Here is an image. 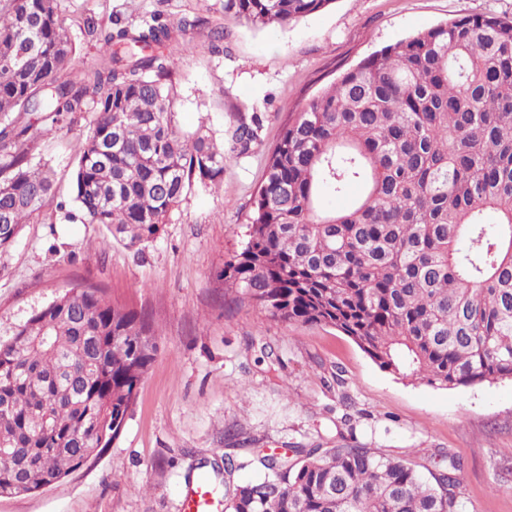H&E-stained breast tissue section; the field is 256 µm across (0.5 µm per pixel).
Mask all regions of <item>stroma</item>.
Segmentation results:
<instances>
[{
	"instance_id": "1",
	"label": "stroma",
	"mask_w": 512,
	"mask_h": 512,
	"mask_svg": "<svg viewBox=\"0 0 512 512\" xmlns=\"http://www.w3.org/2000/svg\"><path fill=\"white\" fill-rule=\"evenodd\" d=\"M198 18L175 32L176 125L229 143L239 121L259 126L249 154H227L218 188H193L162 235L127 248L95 224L24 225L0 254V328L79 283L143 311L157 353L120 435L97 457L40 491L0 496V512H181L183 491L236 455L243 484L261 458L341 440L399 459L453 454L470 512H512V379L441 389L402 379L328 325L274 319L240 300L221 273L240 251L265 157L288 113L384 46L466 14L512 18V0H332L287 27L256 28L224 0H57L75 45L73 75L95 62L88 21L141 25L154 15ZM224 32L212 53L209 32ZM93 111L48 125L35 155L55 171V201L75 206L73 179Z\"/></svg>"
}]
</instances>
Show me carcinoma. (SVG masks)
Segmentation results:
<instances>
[{
    "label": "carcinoma",
    "mask_w": 512,
    "mask_h": 512,
    "mask_svg": "<svg viewBox=\"0 0 512 512\" xmlns=\"http://www.w3.org/2000/svg\"><path fill=\"white\" fill-rule=\"evenodd\" d=\"M332 0H224L257 27L286 26ZM100 56L68 77L75 46L56 0H0V252L50 220L54 171L40 130L88 106L70 222L140 250L196 186L224 179V146L181 132L172 23L118 19ZM257 128L242 122L231 151ZM360 187L348 209L326 189ZM221 277L271 317L332 326L380 367L442 389L512 379V19L467 14L383 47L310 97L266 156L247 241ZM144 313L80 284L0 333V496L36 492L118 436L157 347ZM268 455L225 512H464L460 464L434 468L362 446Z\"/></svg>",
    "instance_id": "obj_1"
}]
</instances>
